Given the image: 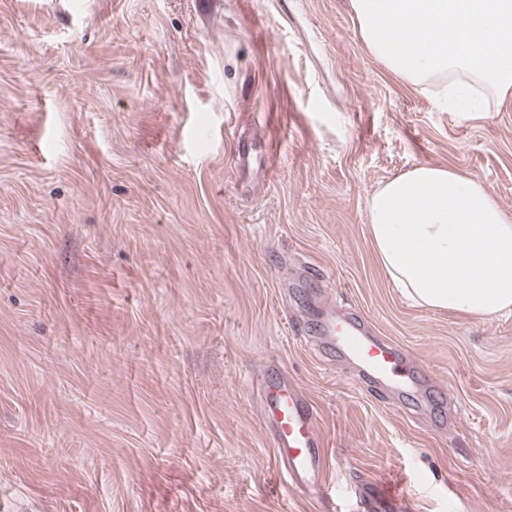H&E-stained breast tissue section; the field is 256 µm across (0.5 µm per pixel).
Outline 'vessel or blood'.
<instances>
[{
	"mask_svg": "<svg viewBox=\"0 0 512 512\" xmlns=\"http://www.w3.org/2000/svg\"><path fill=\"white\" fill-rule=\"evenodd\" d=\"M320 320L313 337L335 353L357 383L392 394L413 393L419 403L435 397L436 383L424 364L395 343L377 336L359 314L319 305ZM261 395L260 420L269 433L275 460L288 477V489L303 496L323 490V440L313 405L288 377L263 371L255 381ZM363 512H394L402 492L374 481L359 485Z\"/></svg>",
	"mask_w": 512,
	"mask_h": 512,
	"instance_id": "vessel-or-blood-1",
	"label": "vessel or blood"
}]
</instances>
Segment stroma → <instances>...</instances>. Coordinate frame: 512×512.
Wrapping results in <instances>:
<instances>
[{
    "label": "stroma",
    "instance_id": "1",
    "mask_svg": "<svg viewBox=\"0 0 512 512\" xmlns=\"http://www.w3.org/2000/svg\"><path fill=\"white\" fill-rule=\"evenodd\" d=\"M419 165L512 213V96L441 110L349 0H0V512H361L362 477L512 512V313L414 306L371 243ZM318 293L449 398L410 420L306 345ZM271 363L317 409L320 498L275 466Z\"/></svg>",
    "mask_w": 512,
    "mask_h": 512
}]
</instances>
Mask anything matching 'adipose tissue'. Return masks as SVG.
<instances>
[{"label":"adipose tissue","instance_id":"ef3b65f1","mask_svg":"<svg viewBox=\"0 0 512 512\" xmlns=\"http://www.w3.org/2000/svg\"><path fill=\"white\" fill-rule=\"evenodd\" d=\"M365 209L379 265L414 305L512 312V214L479 180L417 166L381 183Z\"/></svg>","mask_w":512,"mask_h":512}]
</instances>
